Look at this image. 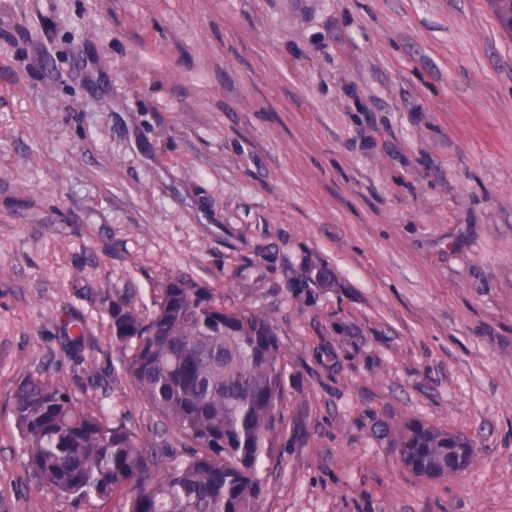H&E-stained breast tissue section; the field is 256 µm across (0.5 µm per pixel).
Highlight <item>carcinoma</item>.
<instances>
[{
  "mask_svg": "<svg viewBox=\"0 0 512 512\" xmlns=\"http://www.w3.org/2000/svg\"><path fill=\"white\" fill-rule=\"evenodd\" d=\"M512 34V4L489 0ZM144 315L126 300L109 307L119 362L143 402L194 443L159 469L158 448L126 423L86 408L88 399L41 376L22 377L11 398L26 465L50 493L106 502L125 493L123 512H256L264 492L259 462L278 441L284 355L270 322L228 309L206 287L176 278ZM87 325H64L83 344ZM402 463L439 481L470 466L463 434L410 419L392 432Z\"/></svg>",
  "mask_w": 512,
  "mask_h": 512,
  "instance_id": "obj_1",
  "label": "carcinoma"
}]
</instances>
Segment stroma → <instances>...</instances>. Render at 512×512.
<instances>
[{
	"mask_svg": "<svg viewBox=\"0 0 512 512\" xmlns=\"http://www.w3.org/2000/svg\"><path fill=\"white\" fill-rule=\"evenodd\" d=\"M178 277L285 355L259 512H512V35L487 0H0V512L122 504L36 482L22 375L189 448L108 312ZM409 419L470 467L415 476ZM402 463L417 477L439 481L457 477L470 466L472 443L462 433L410 419L392 432Z\"/></svg>",
	"mask_w": 512,
	"mask_h": 512,
	"instance_id": "35a3bbf8",
	"label": "stroma"
}]
</instances>
